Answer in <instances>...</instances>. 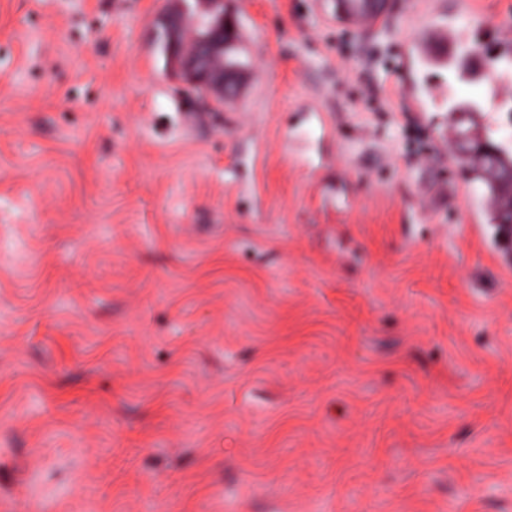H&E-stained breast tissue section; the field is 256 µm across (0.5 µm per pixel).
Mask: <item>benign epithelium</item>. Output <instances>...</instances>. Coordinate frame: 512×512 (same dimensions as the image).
Wrapping results in <instances>:
<instances>
[{"instance_id": "obj_1", "label": "benign epithelium", "mask_w": 512, "mask_h": 512, "mask_svg": "<svg viewBox=\"0 0 512 512\" xmlns=\"http://www.w3.org/2000/svg\"><path fill=\"white\" fill-rule=\"evenodd\" d=\"M165 26L162 48L174 76L209 100L221 102L231 95L238 64L210 63L216 52L235 49L239 43L237 21L224 11V0H177ZM459 154L470 159L477 155L494 158L497 149L489 141L474 142L462 136Z\"/></svg>"}]
</instances>
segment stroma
<instances>
[{
  "label": "stroma",
  "mask_w": 512,
  "mask_h": 512,
  "mask_svg": "<svg viewBox=\"0 0 512 512\" xmlns=\"http://www.w3.org/2000/svg\"><path fill=\"white\" fill-rule=\"evenodd\" d=\"M0 0V512H512V249L406 45L512 0ZM184 21L191 23L188 35ZM163 52L173 74L184 87L198 90L208 100L221 102L235 90L237 63L211 65L212 56L224 49H236L239 43L236 19L224 11V0H179L166 18ZM225 41L219 44L215 34ZM233 86V91L229 90Z\"/></svg>",
  "instance_id": "1"
}]
</instances>
